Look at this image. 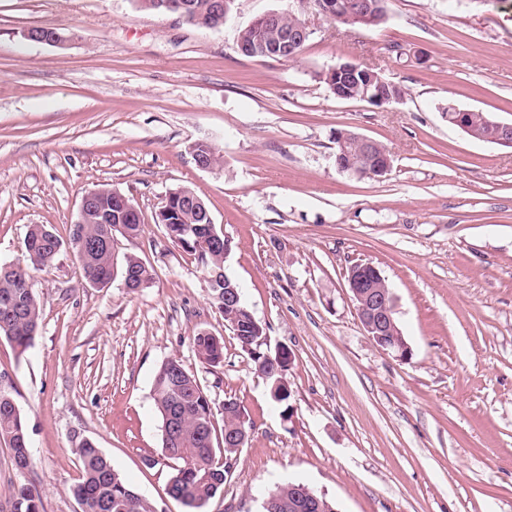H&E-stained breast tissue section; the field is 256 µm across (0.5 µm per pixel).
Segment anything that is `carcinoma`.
<instances>
[{"instance_id": "1", "label": "carcinoma", "mask_w": 512, "mask_h": 512, "mask_svg": "<svg viewBox=\"0 0 512 512\" xmlns=\"http://www.w3.org/2000/svg\"><path fill=\"white\" fill-rule=\"evenodd\" d=\"M269 36L265 26L255 23L243 29L238 42L245 52L241 56L253 57L248 49ZM359 71L342 91L357 100L362 95L365 78ZM495 118L487 112L473 110L467 113L466 130L463 134L478 141L493 142ZM335 159L342 166L361 162L359 147L348 144L335 148ZM176 224L192 226L191 232L172 240V244L184 251L201 255V264L208 276L224 270V248L209 245V228L197 222L190 209H183L172 216ZM112 224H72L68 232L69 243L88 282L107 285L114 274V233ZM64 240L56 231L44 224L30 226L23 246L33 269L50 266L63 249ZM133 271L140 279L150 283L153 274L150 268L136 256L125 258L121 274ZM31 275L22 267L7 268L0 265V337L6 338L19 353H24L32 344L41 317L42 304L30 288ZM224 314L234 338L240 347H251L249 355L257 372L266 371V344L259 343L266 333V326L252 321L250 310L243 302L233 305L222 299H214ZM196 356L211 367L224 362L223 338L209 332L199 331L192 339ZM154 405L161 422L171 418L179 426L181 439L176 447L180 456L170 478L169 495L183 503L189 512H204V508L216 496L224 492L229 475V461L237 460V449L220 447L216 436V422L212 401L199 387L198 380L176 358L161 364L152 386ZM252 430V422L241 406L233 399H224L221 431L229 437L240 438ZM0 439L8 443L16 466L26 470L32 466L29 438L25 419L15 401L11 389L0 387ZM75 453L81 468V477L72 486L71 494L80 512H155L153 503L137 492L112 466L106 454L89 439L78 442ZM294 483L276 486L266 496L282 506L263 507V512H288V501L294 499ZM12 512H43L40 490L30 482L18 483L12 493Z\"/></svg>"}]
</instances>
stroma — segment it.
<instances>
[{
    "label": "stroma",
    "mask_w": 512,
    "mask_h": 512,
    "mask_svg": "<svg viewBox=\"0 0 512 512\" xmlns=\"http://www.w3.org/2000/svg\"><path fill=\"white\" fill-rule=\"evenodd\" d=\"M292 0H233L203 29L139 0H0V265L26 266L33 224L67 234L82 195L107 184L142 214L114 260L155 270L132 291L90 285L71 251L35 272L42 315L18 353L0 338V378L26 420L34 464L0 442V512L26 480L44 512H79L73 448L96 443L158 512H185L167 486L154 374L179 358L222 413L253 424L221 497L205 512H261L269 488L305 484L337 512H512V149L448 125V103L512 123V0H389L377 28L307 13L295 58L249 59L240 32ZM52 25L65 45L30 42ZM376 68L402 97L342 100L322 72ZM382 142V178L338 171L337 131ZM209 143L219 161L196 166ZM187 186L231 239L224 264L242 300L288 346L282 416L236 342L194 255L155 215ZM377 266L411 348L399 360L366 335L346 285ZM224 339L212 368L192 348ZM196 356L211 367H218L224 362V340L209 331H199L192 339Z\"/></svg>",
    "instance_id": "stroma-1"
}]
</instances>
